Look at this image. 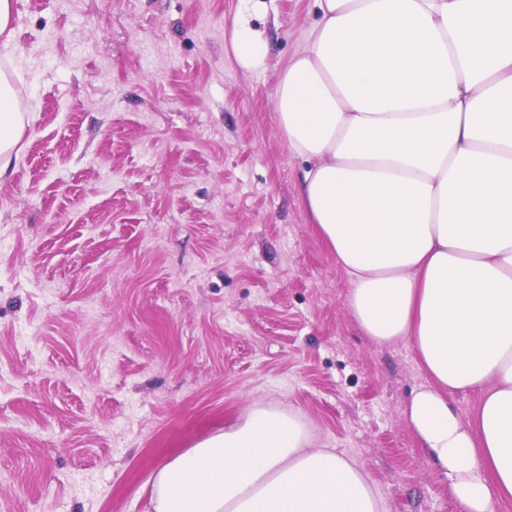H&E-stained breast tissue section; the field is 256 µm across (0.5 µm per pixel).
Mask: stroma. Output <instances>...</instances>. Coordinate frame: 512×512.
<instances>
[{"mask_svg":"<svg viewBox=\"0 0 512 512\" xmlns=\"http://www.w3.org/2000/svg\"><path fill=\"white\" fill-rule=\"evenodd\" d=\"M0 177V512H153L152 477L257 408L356 459L388 512H460L300 197L283 65L314 0H11ZM269 43L242 68L232 30ZM20 112H15L9 87L0 79V176L8 165V155L16 145L23 127ZM1 158L5 162L1 164Z\"/></svg>","mask_w":512,"mask_h":512,"instance_id":"obj_1","label":"stroma"}]
</instances>
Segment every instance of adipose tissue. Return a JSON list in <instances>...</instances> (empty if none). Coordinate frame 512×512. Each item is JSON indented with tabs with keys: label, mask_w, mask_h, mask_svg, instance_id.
<instances>
[{
	"label": "adipose tissue",
	"mask_w": 512,
	"mask_h": 512,
	"mask_svg": "<svg viewBox=\"0 0 512 512\" xmlns=\"http://www.w3.org/2000/svg\"><path fill=\"white\" fill-rule=\"evenodd\" d=\"M279 128L302 200L380 342L429 376L405 419L461 512L512 497V0H315ZM242 67L261 31L236 23ZM480 398L475 422L453 397ZM153 512H387L355 461L268 409L163 464Z\"/></svg>",
	"instance_id": "obj_1"
}]
</instances>
